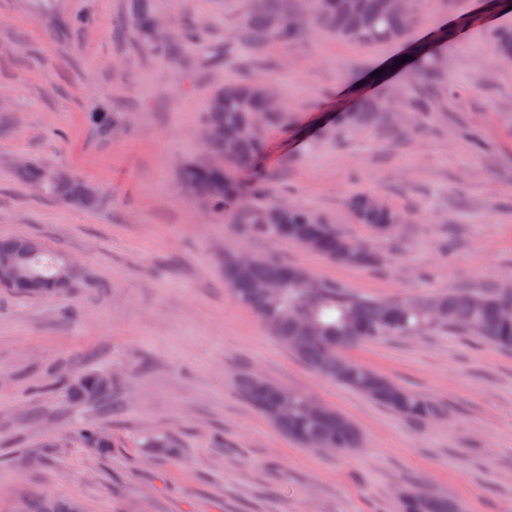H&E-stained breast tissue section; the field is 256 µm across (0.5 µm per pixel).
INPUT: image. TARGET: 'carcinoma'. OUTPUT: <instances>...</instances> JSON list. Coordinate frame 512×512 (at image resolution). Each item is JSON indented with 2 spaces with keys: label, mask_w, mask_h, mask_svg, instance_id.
Listing matches in <instances>:
<instances>
[{
  "label": "carcinoma",
  "mask_w": 512,
  "mask_h": 512,
  "mask_svg": "<svg viewBox=\"0 0 512 512\" xmlns=\"http://www.w3.org/2000/svg\"><path fill=\"white\" fill-rule=\"evenodd\" d=\"M246 21L240 40L258 48L271 39L291 43L303 36V28L291 20L303 17L309 26H317L336 37L365 44L390 43L400 40L415 18L419 0H408L407 10L394 11L388 0H246ZM135 17L146 39L147 49L171 62L183 56L184 45L195 42L201 31L192 25L184 27L176 37H152L154 10L151 0H136ZM497 55L512 61V32L502 31L494 41ZM420 83L439 96L453 94L441 79V68L433 57L419 61ZM399 100L390 96L365 104L350 113L355 125L386 124L396 130L393 113L400 111ZM266 116V126L274 127L287 119V109L270 110L263 85L243 80L227 85L210 95L201 123L212 132L204 142L209 158L188 161L179 172V180L191 183L194 198L214 215L224 216L232 201L243 191L238 171L250 166L263 152V133L254 129L252 117ZM56 168L37 163L17 168V177L26 184L42 182L45 195L66 201L80 197L76 207L93 208L99 203L96 194L82 195L85 182L71 175L65 180L52 178ZM349 209L358 224L387 233L396 211L376 207L373 198L359 195L349 201ZM237 223L248 232L301 243L314 237L319 243L317 253L329 262L350 268H373L380 262L379 254L369 245L359 244L341 234L325 217L296 205L286 208L276 203L253 207L237 215ZM27 243L24 259V280L9 292L26 297H42L67 292L58 287L57 275L63 255L51 251L38 238L10 237L0 239V258L15 253ZM235 254L224 255V284L234 299L254 311L262 323L296 358L313 370L328 376L384 406L411 424L423 428L447 414L445 406L425 393L396 384L387 376L348 358L344 351L367 343L391 338L424 336L437 331L459 332L473 336L500 351L512 352V318H504L501 306L512 302V288L492 285L483 291L457 288L427 298L406 297L379 299L353 292L344 284L322 280V293L310 299L303 288L302 276L307 270L289 265L274 256H257L251 280L235 278ZM281 283L279 296L271 297L254 282ZM442 309L445 318L433 321L432 309ZM244 399L262 414L277 430L300 445L346 454L359 447L362 435L347 417L331 407H324L319 416L307 409V395L276 384L261 375L249 374L239 383ZM77 400H98L108 396L97 386L95 375H86L79 388L70 387ZM83 444L100 454L109 453L112 439L92 425L78 432ZM144 447L175 454L177 443L165 433L146 437ZM401 512H460L452 497L437 492L427 494L415 489L401 500Z\"/></svg>",
  "instance_id": "obj_1"
}]
</instances>
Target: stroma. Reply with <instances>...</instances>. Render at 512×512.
Returning a JSON list of instances; mask_svg holds the SVG:
<instances>
[{
  "label": "stroma",
  "mask_w": 512,
  "mask_h": 512,
  "mask_svg": "<svg viewBox=\"0 0 512 512\" xmlns=\"http://www.w3.org/2000/svg\"><path fill=\"white\" fill-rule=\"evenodd\" d=\"M157 18L204 23L171 64L147 52L133 0H0V237L46 242L76 261L67 293L0 291V512L29 496L80 500L86 512H399L413 486L467 512H512V353L457 333L395 338L352 358L448 407L417 428L292 356L224 286L222 259L273 254L370 297H427L512 282V64L490 36L512 29V0H419L407 36L363 46L313 31L261 50L236 43L243 0H154ZM79 15L93 18L75 29ZM451 41H437L439 27ZM436 52L452 99L402 112L399 130L347 116L388 84L398 99L418 78L409 60ZM242 79L275 85L286 125L266 128L264 152L239 179L241 207L263 187L330 219L384 258L340 267L298 244L250 237L178 188L203 155L210 92ZM125 125L101 136L98 115ZM72 173L97 189L76 209L16 176L19 160ZM367 194L397 211V237L355 223ZM108 373L112 394L75 401L68 380ZM335 407L360 428L353 452L302 448L238 389L246 374ZM94 425L112 451L86 448ZM173 435L168 457L144 436Z\"/></svg>",
  "instance_id": "stroma-1"
}]
</instances>
